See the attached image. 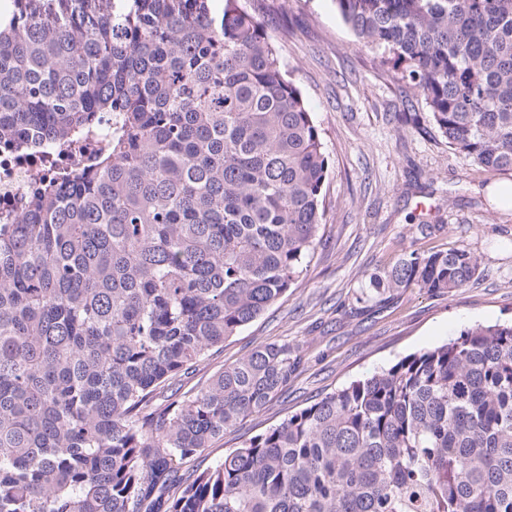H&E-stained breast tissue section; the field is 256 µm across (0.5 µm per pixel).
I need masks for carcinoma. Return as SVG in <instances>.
<instances>
[{
	"label": "carcinoma",
	"mask_w": 512,
	"mask_h": 512,
	"mask_svg": "<svg viewBox=\"0 0 512 512\" xmlns=\"http://www.w3.org/2000/svg\"><path fill=\"white\" fill-rule=\"evenodd\" d=\"M0 19V145L112 113L96 170L0 224V512H512V322L324 394L215 466L300 357L259 346L197 392L154 395L282 297L320 242L328 162L298 87L238 0H40ZM421 95L448 147L512 172V0H335ZM465 245L370 277L453 294Z\"/></svg>",
	"instance_id": "cac0c4a2"
}]
</instances>
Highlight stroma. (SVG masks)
<instances>
[{"label": "stroma", "mask_w": 512, "mask_h": 512, "mask_svg": "<svg viewBox=\"0 0 512 512\" xmlns=\"http://www.w3.org/2000/svg\"><path fill=\"white\" fill-rule=\"evenodd\" d=\"M239 3L261 20L321 132L329 160L325 234L283 297L193 374L171 379L177 393L196 391L272 342L302 357L278 399L189 461L201 470L323 393L472 325L512 319V208L500 206L484 174L449 149L423 99L381 65L379 50L358 41L334 0ZM423 224L434 232L422 235ZM460 243L482 257V272L467 288L449 296L409 288L390 298L370 291V277L403 253Z\"/></svg>", "instance_id": "35a3bbf8"}]
</instances>
